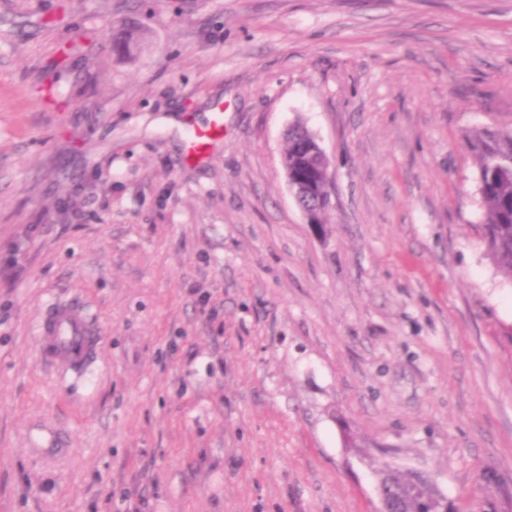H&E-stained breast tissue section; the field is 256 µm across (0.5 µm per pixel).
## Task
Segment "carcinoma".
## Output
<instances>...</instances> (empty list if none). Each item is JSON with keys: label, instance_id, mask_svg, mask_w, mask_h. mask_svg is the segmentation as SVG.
Masks as SVG:
<instances>
[{"label": "carcinoma", "instance_id": "obj_1", "mask_svg": "<svg viewBox=\"0 0 512 512\" xmlns=\"http://www.w3.org/2000/svg\"><path fill=\"white\" fill-rule=\"evenodd\" d=\"M284 162L288 179L309 186L299 206L314 212L317 224H323L327 206L322 202L321 184L313 180L314 164L307 147L310 130L300 121L288 126ZM468 145L476 159V186L482 204V240L497 272L512 281V126L483 128L472 132ZM379 487L385 495L399 497L408 512L421 505L418 497L427 494L434 499L442 494L434 486L422 483V473L402 472L390 466L378 471Z\"/></svg>", "mask_w": 512, "mask_h": 512}]
</instances>
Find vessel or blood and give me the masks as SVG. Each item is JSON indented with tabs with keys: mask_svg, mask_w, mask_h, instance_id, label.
Masks as SVG:
<instances>
[{
	"mask_svg": "<svg viewBox=\"0 0 512 512\" xmlns=\"http://www.w3.org/2000/svg\"><path fill=\"white\" fill-rule=\"evenodd\" d=\"M223 129L224 115L220 112L210 125L192 129L187 138V159L197 162L207 158L210 140ZM35 342L41 361L63 372L83 374L95 363L103 336L81 305L54 303L38 317Z\"/></svg>",
	"mask_w": 512,
	"mask_h": 512,
	"instance_id": "vessel-or-blood-1",
	"label": "vessel or blood"
}]
</instances>
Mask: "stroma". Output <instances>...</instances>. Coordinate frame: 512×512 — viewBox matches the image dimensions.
Segmentation results:
<instances>
[{
	"label": "stroma",
	"mask_w": 512,
	"mask_h": 512,
	"mask_svg": "<svg viewBox=\"0 0 512 512\" xmlns=\"http://www.w3.org/2000/svg\"><path fill=\"white\" fill-rule=\"evenodd\" d=\"M508 125L512 0H0V512H377L386 462L512 512V282L465 147ZM53 301L104 330L86 375L37 358ZM224 130V113L215 112L210 125L197 127L191 130L187 137L186 158L192 161H202L207 158L209 141L215 134ZM287 142L284 151V162L288 168L287 183L295 181L305 184L309 189L299 200V206L314 212L319 224V230L323 227V217L328 206L322 202L321 184L313 180L312 168L315 166L309 159L307 147L311 143L310 130L300 121L288 126ZM309 184L312 187H309Z\"/></svg>",
	"instance_id": "35a3bbf8"
}]
</instances>
